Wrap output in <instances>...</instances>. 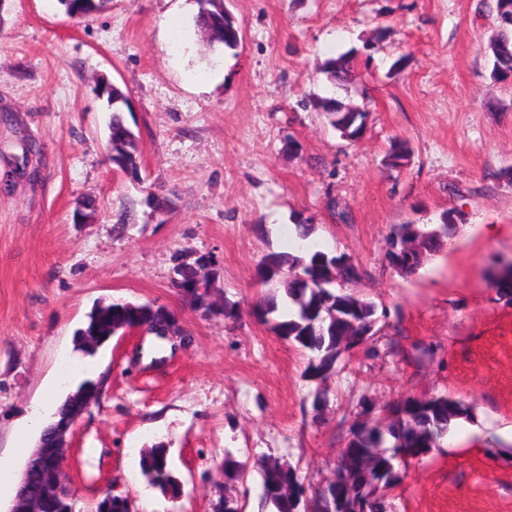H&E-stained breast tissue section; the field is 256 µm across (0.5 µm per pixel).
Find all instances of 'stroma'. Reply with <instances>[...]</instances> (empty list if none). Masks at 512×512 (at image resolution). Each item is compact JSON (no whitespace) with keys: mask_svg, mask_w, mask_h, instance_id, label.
<instances>
[{"mask_svg":"<svg viewBox=\"0 0 512 512\" xmlns=\"http://www.w3.org/2000/svg\"><path fill=\"white\" fill-rule=\"evenodd\" d=\"M495 5L224 0L243 31L229 49L196 27L195 0H106L79 22L58 0H0V453L14 476L28 459L18 430L78 384L76 329L96 304L125 300L167 308L190 340L134 329L98 351L96 398L68 434L73 512H96L107 490L135 512H215L228 497L251 512L260 456L323 482L365 403L439 396L470 416L407 458L386 512H512V289L494 279L512 260V81L492 76ZM340 56L343 87L323 70ZM102 76L130 96L133 175L108 159L110 114L92 93ZM319 98L367 112L362 137L342 138ZM396 137L411 148L401 168L386 162ZM27 140L41 148L35 180L15 164ZM446 212L452 246L394 270L392 228ZM301 222L352 259L377 317L319 409L307 354L256 313L259 264ZM202 256L235 318L196 311L175 288L174 267ZM156 446L179 498L141 472ZM228 453L250 464L245 481L217 478Z\"/></svg>","mask_w":512,"mask_h":512,"instance_id":"stroma-1","label":"stroma"}]
</instances>
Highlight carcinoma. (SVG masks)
<instances>
[{"instance_id":"carcinoma-1","label":"carcinoma","mask_w":512,"mask_h":512,"mask_svg":"<svg viewBox=\"0 0 512 512\" xmlns=\"http://www.w3.org/2000/svg\"><path fill=\"white\" fill-rule=\"evenodd\" d=\"M66 15L79 11L90 15L102 6L92 0H58ZM198 11L196 26L209 31L214 40L233 49L241 41V30L224 11V0H196ZM489 50L494 58L492 75L506 78L512 75V41L499 35L490 41ZM330 78L340 84L350 79V67L344 57L333 58L324 64ZM125 92L118 86L112 88V99L107 101L111 117L108 125L109 147L112 163L123 170L135 171L139 166L138 136L125 124L123 118ZM316 109L332 115L331 124L348 123L349 136L355 138L364 129L365 113L357 106L338 100L320 98ZM301 243L297 246L300 254L271 253L264 257L258 272V284L270 289L258 308V314L265 319L277 311L275 293L282 292L288 302V315L275 320L273 331L283 338L298 344L310 352L306 374L309 378L326 381L337 359L342 355L341 336L353 325H362L372 319L374 306L355 297L352 293H340L325 287L336 279L335 257L316 249L309 242L311 227L306 223L297 224ZM455 229L453 224H434L424 228L418 224H399L392 228V237H414L430 255L440 251L443 240L450 237ZM295 270L309 277V282H300L291 276ZM151 322V306L114 304L91 311L85 326L77 332L79 349L92 355L95 349L83 342V336L98 337V344L108 341L111 336L125 327L146 326ZM409 427L405 444L396 443L395 434H383L377 426L365 428L355 423L349 429L347 453L355 457L362 448L385 449L378 463L379 482L364 480L353 467L336 466V490L339 493L340 510L347 512L350 496L360 495L368 500V512H383L385 492L400 481L401 463L407 456H418L439 447V442L448 433L453 421L467 413L466 407L449 397H438L426 403L410 400L402 410ZM281 458L265 456L258 460L256 468L261 477L264 505L273 512H292L294 496L308 492L311 497L319 494V488L305 483V477L288 474L280 466ZM142 471L151 477L152 483L162 492L172 496L180 494V483L172 473L167 449L155 447L143 453L140 461ZM248 464L237 460L231 453L224 455V473L235 478L244 476ZM72 502L65 496L45 499L40 512H70Z\"/></svg>"}]
</instances>
